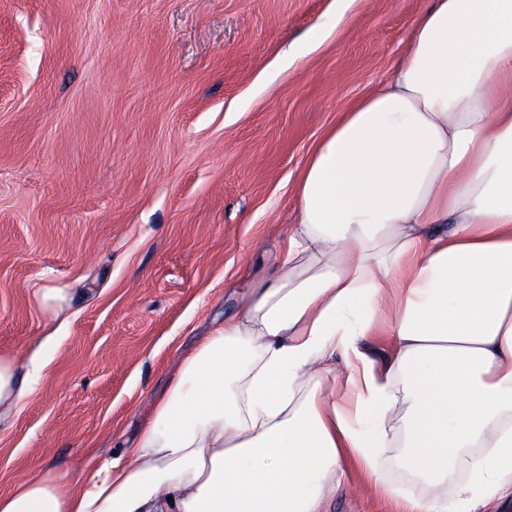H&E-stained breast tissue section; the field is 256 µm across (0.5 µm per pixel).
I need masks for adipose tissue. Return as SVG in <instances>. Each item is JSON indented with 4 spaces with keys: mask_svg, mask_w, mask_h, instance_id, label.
Wrapping results in <instances>:
<instances>
[{
    "mask_svg": "<svg viewBox=\"0 0 512 512\" xmlns=\"http://www.w3.org/2000/svg\"><path fill=\"white\" fill-rule=\"evenodd\" d=\"M296 197L273 271L133 447L78 487L20 478L0 512H325L349 463L403 512L512 497V0H428Z\"/></svg>",
    "mask_w": 512,
    "mask_h": 512,
    "instance_id": "ef3b65f1",
    "label": "adipose tissue"
}]
</instances>
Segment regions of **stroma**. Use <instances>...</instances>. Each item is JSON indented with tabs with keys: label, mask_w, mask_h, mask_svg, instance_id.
<instances>
[{
	"label": "stroma",
	"mask_w": 512,
	"mask_h": 512,
	"mask_svg": "<svg viewBox=\"0 0 512 512\" xmlns=\"http://www.w3.org/2000/svg\"><path fill=\"white\" fill-rule=\"evenodd\" d=\"M426 0H0V494L132 447ZM42 288L61 296L41 301ZM327 512H394L350 467ZM31 390L28 382L17 379L14 359L0 355V420L1 412L10 413Z\"/></svg>",
	"instance_id": "obj_1"
}]
</instances>
